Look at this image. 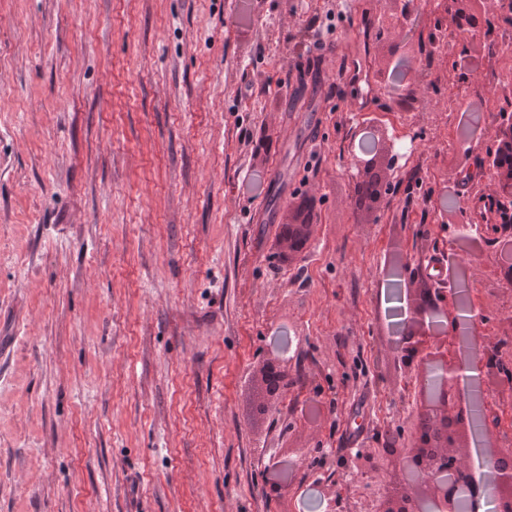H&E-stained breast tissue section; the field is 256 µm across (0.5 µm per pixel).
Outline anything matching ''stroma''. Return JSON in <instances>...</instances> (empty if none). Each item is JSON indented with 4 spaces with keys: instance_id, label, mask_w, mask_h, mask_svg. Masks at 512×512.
I'll return each instance as SVG.
<instances>
[{
    "instance_id": "1",
    "label": "stroma",
    "mask_w": 512,
    "mask_h": 512,
    "mask_svg": "<svg viewBox=\"0 0 512 512\" xmlns=\"http://www.w3.org/2000/svg\"><path fill=\"white\" fill-rule=\"evenodd\" d=\"M0 0V512H367L358 455L411 432L416 375L378 301L395 255L467 267L479 331L512 313L481 223L499 67L459 39L460 78L425 54L437 12L398 0ZM337 11L328 63L301 21ZM432 80L401 111L396 60ZM287 88H279L280 79ZM252 83L244 98L238 90ZM414 141L376 223L348 204L378 129ZM271 150L250 163L251 139ZM321 199L310 248L269 256L291 193ZM280 353L294 384L260 426L249 381ZM362 427L349 433L352 410ZM290 467L264 494L269 464Z\"/></svg>"
}]
</instances>
